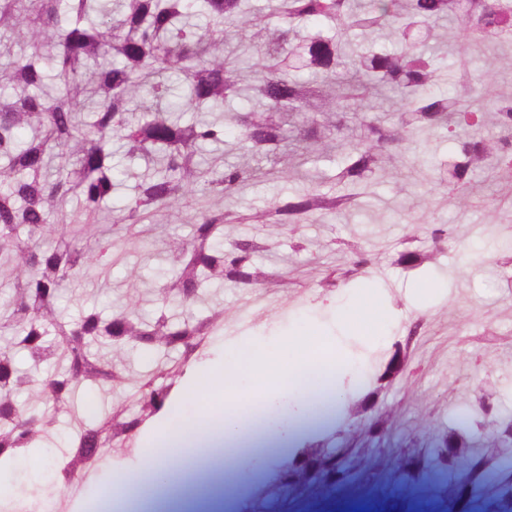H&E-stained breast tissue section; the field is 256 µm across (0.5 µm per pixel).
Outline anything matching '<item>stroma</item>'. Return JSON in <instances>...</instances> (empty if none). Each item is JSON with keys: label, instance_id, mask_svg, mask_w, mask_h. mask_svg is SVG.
Segmentation results:
<instances>
[{"label": "stroma", "instance_id": "obj_1", "mask_svg": "<svg viewBox=\"0 0 512 512\" xmlns=\"http://www.w3.org/2000/svg\"><path fill=\"white\" fill-rule=\"evenodd\" d=\"M237 136L228 124L222 144L202 147L208 163L248 172L232 194L196 190L187 205L160 211L146 223L99 224L94 235H81L78 245L87 261L60 291L63 316L76 318L92 309L105 319H150L162 313L174 325L203 322L207 328L189 346L129 342L103 353L107 381L78 384L63 406L36 388L17 395L21 408L41 417L46 495L61 496V512H89L87 499L62 496L54 480L59 459L74 452L78 432L101 430L107 422L114 432L111 446L100 453L98 470L89 474V486L137 468L158 420L142 408L143 383L169 386L167 406L192 407L187 379L194 370L237 354L241 337L302 332L295 317L309 310L322 331L337 336L342 352L360 366L358 376L342 380L337 403L314 402L320 418L309 434L330 448L345 435L357 442V450L341 457L348 482L288 484V459L281 456L259 467L243 463L232 477L216 469L209 484L198 486L193 478L196 470L208 467L210 450L201 449L191 469L182 453L174 452L165 459L168 485L157 486L150 474H143L142 512H327L336 501L353 512H460L463 495L470 498L473 512H512V478L494 466L498 458L512 456V443L496 442L501 422L512 418V254L496 249L498 240L512 237V168L474 178L465 208L425 169L414 175L417 193L382 181L371 187L362 207L307 224H265L260 216L273 203L286 202L315 182L331 181L340 155L331 146L318 160L305 163L293 140L284 153L262 158L240 150ZM290 166L296 167V176L280 178V170ZM112 167L121 187L108 207L118 212L128 205L146 162L127 158L117 146ZM228 207L252 214L254 221L225 225L224 248L252 242L261 283L216 279L198 296L162 299L161 288L175 279L173 242L191 240L199 210ZM437 222L452 230L440 244L431 236ZM101 239L112 242L105 260L97 256ZM407 250L427 255L419 273L397 265L399 253ZM360 253L370 258L368 267L355 265ZM436 281L442 285L440 294L415 298V285ZM367 286L376 290L373 315L385 325L379 346L338 324L334 314L342 298ZM399 354L404 369L389 376ZM373 411L391 420L390 439L380 446L363 443V423ZM464 413L481 423L472 458L447 470L432 443Z\"/></svg>", "mask_w": 512, "mask_h": 512}]
</instances>
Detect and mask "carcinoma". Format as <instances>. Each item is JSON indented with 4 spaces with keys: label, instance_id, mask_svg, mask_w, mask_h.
Returning <instances> with one entry per match:
<instances>
[{
    "label": "carcinoma",
    "instance_id": "1",
    "mask_svg": "<svg viewBox=\"0 0 512 512\" xmlns=\"http://www.w3.org/2000/svg\"><path fill=\"white\" fill-rule=\"evenodd\" d=\"M0 0V46L27 30L20 55L3 73L10 93L0 96V272L12 276V294L0 303V335L26 351L35 368L55 358L77 372H13L0 383V444L7 458L26 455L38 436L36 418L16 407L14 396L37 388L57 403L77 382L95 383L103 374L91 348L116 337L187 339L190 324L174 329L164 313L107 321L94 310L76 320L56 319L59 288L76 277L85 252L75 244L47 239L60 223V206L75 203L71 224H101L107 200L119 188L112 171V138L119 134L126 155L151 156L154 171L138 182L125 212L114 224H142L185 200L189 187L233 192L246 179L236 167L202 169L203 143L224 140L218 121H183L178 99L197 112H222L239 99L249 106L228 113L239 129L242 149L275 155L288 143L287 126L298 128L307 153L328 147L344 112L363 116L364 135L338 144L344 166L336 174L343 193L314 187L272 207L274 224L313 222L318 216L358 203L376 180H398L431 167L439 185H451L465 205L472 178L504 163L512 139V100L484 79L489 57L455 50L437 25L455 19L469 35L497 45L512 37V13L501 0ZM397 40L389 50L382 34ZM257 40L242 56L223 51L229 35ZM459 72L452 95L434 87ZM249 70L254 83H242ZM95 100L89 120L78 117L83 96ZM462 130L467 141L435 161L419 153L393 163V144L403 154L417 137L432 131ZM62 159L55 178L47 159ZM245 217L206 211L193 238L173 249L179 269L163 293L176 288L193 295L214 278L244 284L259 281L253 245L241 242L224 253L216 246L224 225ZM428 256L405 251L396 262L412 272ZM169 392L164 385L147 394L158 411ZM478 422L469 417L442 436L435 451L454 464L472 447Z\"/></svg>",
    "mask_w": 512,
    "mask_h": 512
}]
</instances>
